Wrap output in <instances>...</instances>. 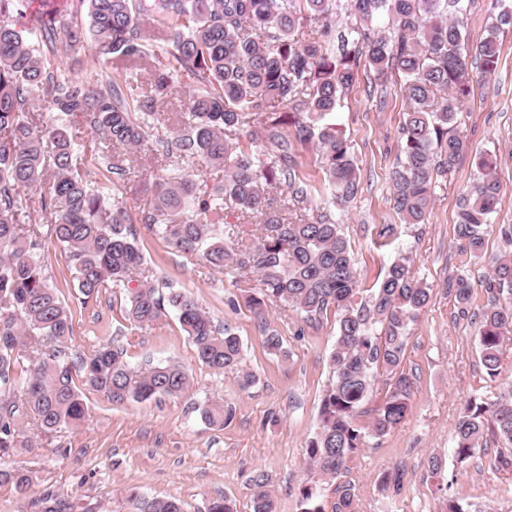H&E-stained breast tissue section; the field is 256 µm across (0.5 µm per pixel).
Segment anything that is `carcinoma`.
I'll use <instances>...</instances> for the list:
<instances>
[{
    "label": "carcinoma",
    "instance_id": "1",
    "mask_svg": "<svg viewBox=\"0 0 512 512\" xmlns=\"http://www.w3.org/2000/svg\"><path fill=\"white\" fill-rule=\"evenodd\" d=\"M75 2L86 9L88 25L73 23L55 0H43L47 20L19 28L13 14L24 0H0V458L31 446L29 430L51 438L82 424L87 391L122 404L179 397L190 387L180 365L137 370L124 349L111 343L78 363L63 350L73 335V313L49 285L38 257L41 225L25 223L36 206L52 217L50 234L65 253L82 302L110 284L122 287L131 325L149 326L172 311L202 365L222 372L240 363L242 344L229 326L217 327L190 293L164 292L154 284L127 209L110 204L112 176L129 175L127 156H138L147 142L135 114L156 117L157 103L181 92L171 74L182 71L198 84L178 117L188 133L171 128L162 156L168 159L176 150L193 162L222 166L224 180L204 190L186 172L152 182L141 221L186 257L201 255L218 272L257 274L248 303L262 328L271 304L294 307L314 323L331 309L338 315L333 375L321 403L320 430L308 448L314 470L324 479L337 478L366 438L385 436L409 413L412 382L399 367L407 327L429 303L430 291L403 259L361 296L348 242L332 215L289 220V212L307 202L308 191L296 182L291 144L280 127L290 122L298 142L316 144L333 203L342 206L358 191V167L343 133L325 118L353 85L361 61L381 79L398 72L407 107L399 158L390 173L394 209L406 224L426 223L437 177L448 174L468 150L454 126L474 73L487 76L497 68L500 34L512 27V5L491 0L497 14L486 37L471 47L464 34L470 0ZM338 9L350 23L337 34L335 52L315 38L295 39V30L306 22L327 35ZM151 24L170 49L166 60L155 58L152 94L133 106L118 82L76 81L56 63L59 51L76 53L92 43L103 57L135 68L148 55ZM37 90L47 106L34 98ZM281 106L295 112L291 120L277 114ZM45 111L86 123L99 140L84 149L117 150L100 183H88L74 134L54 125ZM256 124L264 126L270 146L267 162L242 142L243 131ZM477 168L457 213L455 235L462 250L480 257L484 226L500 200L496 156H481ZM229 211L255 215L260 224L248 231L226 221ZM220 225L223 230H216ZM486 288L493 301L480 321V358L495 378L504 339L512 333V251L494 260ZM472 292L464 276L449 288L462 311ZM380 372L386 375L385 396L363 428L359 409ZM201 415L222 428L232 410L207 402ZM490 419L512 445V384L492 400L466 405L455 426L458 461L483 451ZM2 481L22 492L30 476L1 470ZM250 482L252 512H273L264 473L255 472ZM300 495L301 512H326L317 488L305 486ZM354 497L352 486H342L331 512H351ZM127 498L134 512H183L176 498H147L136 489Z\"/></svg>",
    "mask_w": 512,
    "mask_h": 512
}]
</instances>
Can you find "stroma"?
<instances>
[{
	"label": "stroma",
	"instance_id": "obj_1",
	"mask_svg": "<svg viewBox=\"0 0 512 512\" xmlns=\"http://www.w3.org/2000/svg\"><path fill=\"white\" fill-rule=\"evenodd\" d=\"M500 39L495 74L475 87L456 125L469 150L439 178L427 223H402L388 187L405 110L399 75L378 81L369 68H360L336 111L360 183L350 203L332 209L362 288L373 287L379 274L405 257L413 276L431 294L407 329L401 368L412 381V394L404 423L383 438L367 439L349 457L338 480L320 478L309 466L307 448L319 430V409L331 377L335 314L327 313L314 324L295 311L270 307L268 327L279 336L284 352L269 351L231 276L217 273L203 260L186 258L140 223L147 193L143 180L130 175L117 181L113 193L137 223L146 267L157 284L186 289L215 323L235 328L242 342L241 369L253 372L256 381L244 389L240 370L219 373L202 365L175 314L147 328L132 326L124 317L120 288L103 289L80 303L64 252L43 237L41 255L49 282L74 312L69 354L85 358L100 344L114 343L124 346L127 360L137 368L179 363L192 386L178 398L122 404L89 393L90 417L84 425L62 429L52 443L35 441L0 461L2 469L23 468L32 476L23 492L0 483V512H36L35 503L49 493L66 499L71 512H130L126 495L131 488L149 497L177 498L184 512H205L209 500L220 496L235 501L237 512H251L248 480L256 470L266 474L277 512H299L300 490L306 485L317 486L326 505H333L341 483L353 486L356 512H444L450 499L476 504L480 512H512V471L493 466L504 451L502 441L488 436L485 454L462 465L453 452L455 425L466 403L490 397L499 382L512 379V340L503 344L501 373L495 379L481 363L478 344L481 314L491 299L483 281L492 259L506 248L501 226H512V28ZM58 66L69 77L91 83L125 72L124 64L106 61L91 47L77 55L59 54ZM483 152L497 156L500 205L487 230L485 252L475 258L462 251L454 224ZM292 155L296 174L307 185L309 208L318 213L331 207L315 146L295 145ZM385 224L391 232L383 237L379 231ZM458 275L469 277L474 287L464 313L448 292ZM206 402L231 406L232 422L221 428L208 425L198 411ZM433 453L445 461L448 490L442 494L427 477ZM396 468L405 473L400 490H383L384 473Z\"/></svg>",
	"mask_w": 512,
	"mask_h": 512
}]
</instances>
